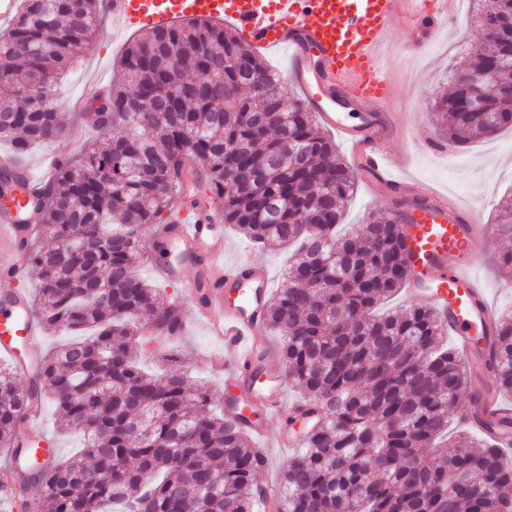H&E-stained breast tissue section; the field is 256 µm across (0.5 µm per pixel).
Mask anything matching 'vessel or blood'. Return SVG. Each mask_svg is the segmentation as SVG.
Returning <instances> with one entry per match:
<instances>
[{
  "label": "vessel or blood",
  "instance_id": "b4317fda",
  "mask_svg": "<svg viewBox=\"0 0 512 512\" xmlns=\"http://www.w3.org/2000/svg\"><path fill=\"white\" fill-rule=\"evenodd\" d=\"M108 6L115 33L174 20L225 19L245 46L287 52L286 73L305 104L343 135L359 165L385 187L387 201L402 220L406 296L436 310L459 354L477 366L490 360L495 310L473 274L490 244L479 213L432 188L408 185L380 146L399 128L396 113L389 110L395 94L385 70L388 54L399 47L390 36L394 21L406 22L403 45L421 48L457 20L455 0H108ZM348 109L360 112L359 123L345 122L342 113ZM0 173L23 184L0 207V280L8 282L21 272L20 243L38 231V199L47 178L33 176L1 154ZM151 248L174 249V258L160 266L163 275L198 297L195 317L205 319L211 334L237 353L229 377L246 381L247 387L239 400L225 401V417L235 418L241 400L267 413L284 411L287 381L268 353L266 266L227 260L222 219L199 211L155 237ZM38 334L26 294L0 291V355L26 354L24 369L31 376L39 365ZM465 413L493 432L512 417V407L482 389ZM250 430L284 451L302 439L301 432L287 434L258 422Z\"/></svg>",
  "mask_w": 512,
  "mask_h": 512
}]
</instances>
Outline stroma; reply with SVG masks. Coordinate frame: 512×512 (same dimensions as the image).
<instances>
[{
  "instance_id": "obj_1",
  "label": "stroma",
  "mask_w": 512,
  "mask_h": 512,
  "mask_svg": "<svg viewBox=\"0 0 512 512\" xmlns=\"http://www.w3.org/2000/svg\"><path fill=\"white\" fill-rule=\"evenodd\" d=\"M133 32L108 40L97 38L87 53L60 80L57 87V112L67 134L78 135L81 140L92 136L83 117L66 107L68 101L78 97L88 79L95 78L110 84L120 71L119 60L133 39ZM482 29L463 11L457 22L447 29L440 41L438 52H401L389 72L395 93V109L404 113L412 136L436 139L438 133L431 114V105L447 88L450 66L459 62L464 54L481 45ZM384 152L398 165L405 180L412 185L424 184L435 188L451 200L465 207L478 208L483 224L494 229L495 209L500 200L512 195V131L505 130L490 139L465 146L452 147L450 154H430L410 144L402 134H394L382 144ZM374 189L365 173H358L356 191L346 206L341 229L359 232L363 219L369 215L388 213V206L374 201ZM228 260L249 258L265 264L271 275L272 287H279L281 274L289 262L288 248H259L250 244L233 230H226ZM494 253L479 263L474 273L487 291L497 311L512 310V270L499 265L498 250L512 249V240L496 242ZM138 272L153 285L163 288L167 300L176 304L188 324L181 335L162 345V353L182 354L191 363L193 383L208 385L213 391L215 404H223L227 383L225 377L234 353L225 348L222 340L211 336L206 327L192 321L194 299L175 283L165 282L151 258H144ZM208 356L212 365L197 368L198 357Z\"/></svg>"
}]
</instances>
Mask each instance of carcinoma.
Wrapping results in <instances>:
<instances>
[{
	"label": "carcinoma",
	"instance_id": "obj_1",
	"mask_svg": "<svg viewBox=\"0 0 512 512\" xmlns=\"http://www.w3.org/2000/svg\"><path fill=\"white\" fill-rule=\"evenodd\" d=\"M484 2L483 43L453 66L451 89L433 104L451 143L512 128V0ZM103 13V0H21L0 30V85L11 87L0 98V140L15 157L64 136L55 79L91 49ZM217 48L224 67L214 80ZM121 69L89 116L101 137L64 158L43 190L40 229L52 246H26L41 325L75 338L42 359L25 388L17 366L0 364V448L18 461V484L41 488L24 507L258 512L265 503L250 417L214 414L211 392L188 382L180 357L154 375L138 355L141 324L173 338L181 323L137 274L140 227L178 223L172 200L200 170L224 223L259 247L299 245L266 323L282 337L288 379L322 420L288 458L275 512H512V466L499 442L448 433L471 371L441 346L440 317L418 305L378 313L408 278L398 222L385 215L354 236L336 232L356 177L314 113L286 102L277 74L214 19L143 32ZM475 95L484 110L470 108ZM497 231L512 237V198ZM492 339V388L512 393V315ZM47 397L59 426L84 439L50 468L35 444L16 439L27 409Z\"/></svg>",
	"mask_w": 512,
	"mask_h": 512
}]
</instances>
